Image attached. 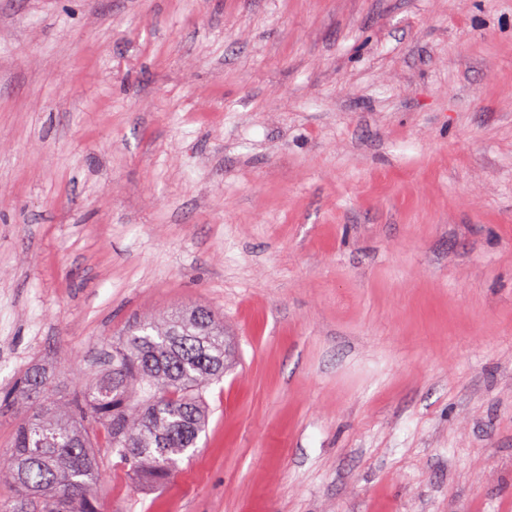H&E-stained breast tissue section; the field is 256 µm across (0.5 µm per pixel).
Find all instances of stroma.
<instances>
[{"label":"stroma","mask_w":512,"mask_h":512,"mask_svg":"<svg viewBox=\"0 0 512 512\" xmlns=\"http://www.w3.org/2000/svg\"><path fill=\"white\" fill-rule=\"evenodd\" d=\"M199 305L105 512H512V0H0V390Z\"/></svg>","instance_id":"stroma-1"}]
</instances>
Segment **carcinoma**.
<instances>
[{"label":"carcinoma","instance_id":"obj_1","mask_svg":"<svg viewBox=\"0 0 512 512\" xmlns=\"http://www.w3.org/2000/svg\"><path fill=\"white\" fill-rule=\"evenodd\" d=\"M109 367L63 407L49 401L53 372L32 363L0 393V408L25 411L0 481L14 488L0 512H102L93 492L99 449L147 485L166 482L208 420L205 392L224 376V324L199 306L129 325Z\"/></svg>","mask_w":512,"mask_h":512}]
</instances>
